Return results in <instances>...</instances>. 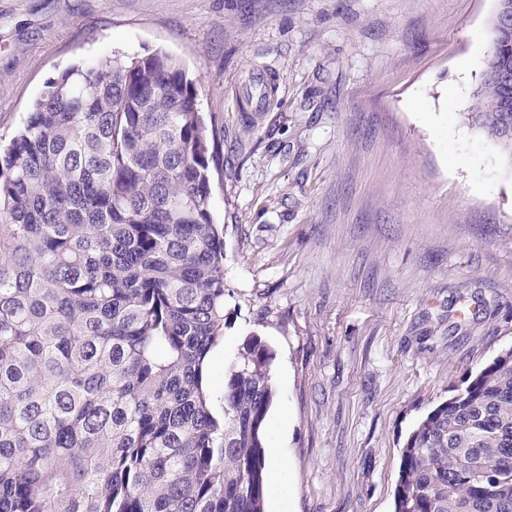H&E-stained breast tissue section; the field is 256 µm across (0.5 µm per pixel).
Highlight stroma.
Returning a JSON list of instances; mask_svg holds the SVG:
<instances>
[{
    "mask_svg": "<svg viewBox=\"0 0 512 512\" xmlns=\"http://www.w3.org/2000/svg\"><path fill=\"white\" fill-rule=\"evenodd\" d=\"M497 0H0V140L164 49L218 144L224 363L273 354L266 512H394L410 432L512 347V160L469 119Z\"/></svg>",
    "mask_w": 512,
    "mask_h": 512,
    "instance_id": "1",
    "label": "stroma"
}]
</instances>
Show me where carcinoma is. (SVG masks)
<instances>
[{
    "label": "carcinoma",
    "instance_id": "cac0c4a2",
    "mask_svg": "<svg viewBox=\"0 0 512 512\" xmlns=\"http://www.w3.org/2000/svg\"><path fill=\"white\" fill-rule=\"evenodd\" d=\"M512 77V27L494 34ZM174 56L62 71L0 152V512H265L272 353L214 399V138ZM471 119L498 144L512 87ZM394 512H512V348L408 436Z\"/></svg>",
    "mask_w": 512,
    "mask_h": 512
}]
</instances>
